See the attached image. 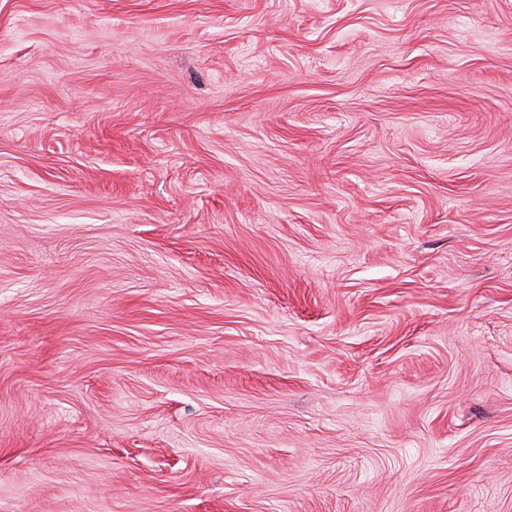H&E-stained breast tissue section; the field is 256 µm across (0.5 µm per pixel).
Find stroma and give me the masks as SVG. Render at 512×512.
<instances>
[{
	"label": "stroma",
	"instance_id": "stroma-1",
	"mask_svg": "<svg viewBox=\"0 0 512 512\" xmlns=\"http://www.w3.org/2000/svg\"><path fill=\"white\" fill-rule=\"evenodd\" d=\"M0 512H512V0H0Z\"/></svg>",
	"mask_w": 512,
	"mask_h": 512
}]
</instances>
